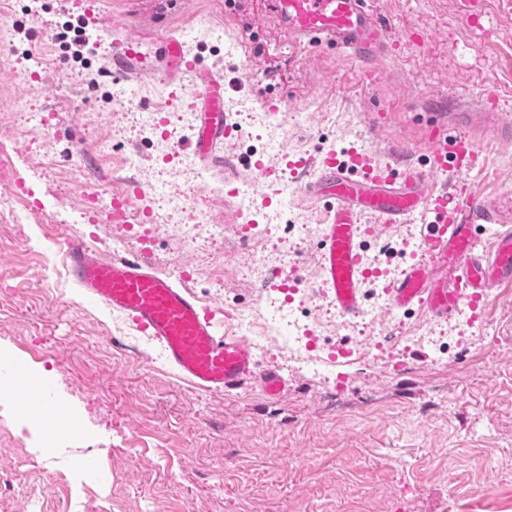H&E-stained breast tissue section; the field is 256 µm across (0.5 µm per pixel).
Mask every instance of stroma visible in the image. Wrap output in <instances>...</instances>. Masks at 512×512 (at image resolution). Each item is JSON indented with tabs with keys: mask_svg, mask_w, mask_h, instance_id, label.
I'll list each match as a JSON object with an SVG mask.
<instances>
[{
	"mask_svg": "<svg viewBox=\"0 0 512 512\" xmlns=\"http://www.w3.org/2000/svg\"><path fill=\"white\" fill-rule=\"evenodd\" d=\"M372 2L389 51L369 70L338 48H292L268 0H11L0 12V374L27 365L78 422L48 441L50 426L0 388V512H512V287L479 319L392 310L387 285L428 221L417 215L366 237L381 275L364 314L340 318L319 285L326 210L306 201L301 172L270 181L259 230L239 240L229 190L253 196L244 162L266 141L269 168L330 152L421 167V145L449 129L481 151L469 188L512 189V146L457 119L483 102L512 117V11L484 0L470 23L458 0ZM144 30L223 76L234 134L219 151L240 167L203 165L188 147L193 73L171 80L146 41L134 73L115 69L120 43ZM136 187L126 223H112L110 200ZM75 235L149 257L231 335L225 307L277 298L270 271L293 275L298 306L284 315L319 336L321 372L271 336L258 357L288 380L278 400L180 381L159 346L70 282L60 242ZM386 336L402 370L355 354ZM433 340L446 363L431 364Z\"/></svg>",
	"mask_w": 512,
	"mask_h": 512,
	"instance_id": "1",
	"label": "stroma"
}]
</instances>
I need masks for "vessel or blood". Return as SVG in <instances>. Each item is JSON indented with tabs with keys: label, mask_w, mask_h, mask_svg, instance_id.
<instances>
[{
	"label": "vessel or blood",
	"mask_w": 512,
	"mask_h": 512,
	"mask_svg": "<svg viewBox=\"0 0 512 512\" xmlns=\"http://www.w3.org/2000/svg\"><path fill=\"white\" fill-rule=\"evenodd\" d=\"M269 5L296 47H337L366 64L385 50L386 38L370 0H269ZM154 46V58L168 74L194 72L187 90L195 112L189 144L203 163H219L217 146L230 129L223 78L189 58L172 36L157 37ZM481 118L492 124L501 144H512L511 120L488 106L482 107ZM423 152L428 167L399 171L366 157L348 165L331 153L303 188L310 202L330 206L320 284L343 317L361 315L363 285L371 275L363 263L359 224L366 212L385 224L404 223L419 212L431 216L421 227L422 257L389 284L392 308L416 307L449 320L466 307L478 316L496 290L512 284V193L480 196L464 189L451 198L436 189L438 172L450 167L459 175L473 171L478 149L469 136L434 135ZM488 224L497 232L483 250L478 229ZM62 247L73 285L158 344L181 379L210 393L230 394L255 381L269 397L284 391L281 371L261 365L246 341L219 331L213 312L180 280L162 275L141 257L106 256L80 237L65 238ZM0 386L13 391L25 410L56 417L48 391L32 386L25 368H14Z\"/></svg>",
	"instance_id": "vessel-or-blood-1"
}]
</instances>
